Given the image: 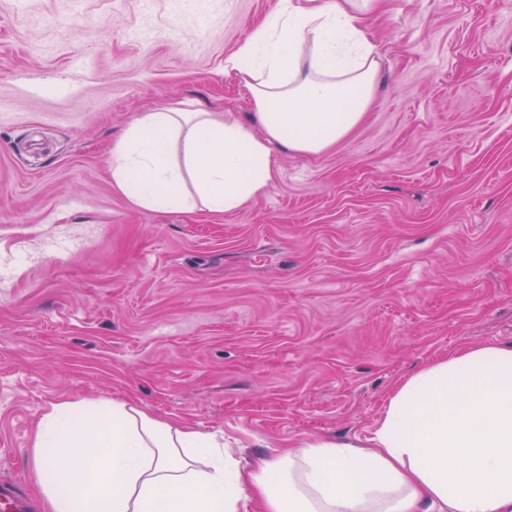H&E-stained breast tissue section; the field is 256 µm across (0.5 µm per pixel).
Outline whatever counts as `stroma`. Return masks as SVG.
<instances>
[{
  "label": "stroma",
  "instance_id": "stroma-1",
  "mask_svg": "<svg viewBox=\"0 0 512 512\" xmlns=\"http://www.w3.org/2000/svg\"><path fill=\"white\" fill-rule=\"evenodd\" d=\"M281 0H0V482L37 421L128 399L245 465L370 436L398 381L512 345V0H386L363 122L232 213L112 184L143 112L248 118L225 70Z\"/></svg>",
  "mask_w": 512,
  "mask_h": 512
}]
</instances>
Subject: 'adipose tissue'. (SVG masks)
<instances>
[{"label":"adipose tissue","mask_w":512,"mask_h":512,"mask_svg":"<svg viewBox=\"0 0 512 512\" xmlns=\"http://www.w3.org/2000/svg\"><path fill=\"white\" fill-rule=\"evenodd\" d=\"M377 2L283 0L226 61L251 122L201 105L142 113L112 146L114 187L143 209L231 213L267 191L273 147L331 149L375 96L362 17ZM216 446L125 400H64L39 417L32 474L48 512H512V347L406 377L364 443L305 441L256 470Z\"/></svg>","instance_id":"ef3b65f1"}]
</instances>
